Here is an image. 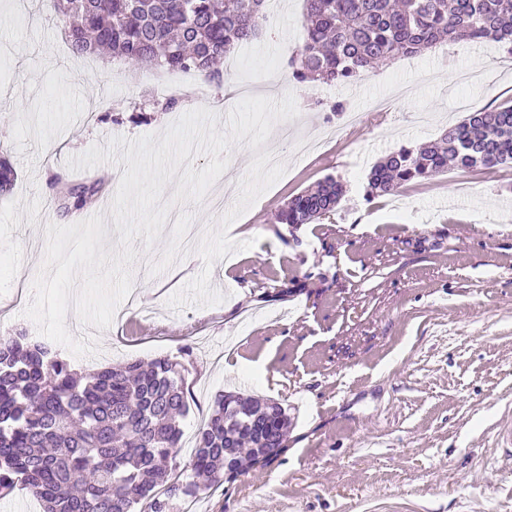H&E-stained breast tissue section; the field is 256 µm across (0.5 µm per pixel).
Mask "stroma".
<instances>
[{"label": "stroma", "mask_w": 512, "mask_h": 512, "mask_svg": "<svg viewBox=\"0 0 512 512\" xmlns=\"http://www.w3.org/2000/svg\"><path fill=\"white\" fill-rule=\"evenodd\" d=\"M56 0H0V149L19 171L0 197V302L18 277L35 279L47 224L69 225L52 176L89 182L126 162L83 171L70 157L111 138L151 135L160 144L175 115L156 71L126 78L69 50ZM304 0H279L263 31L237 47L222 85L198 77L182 111L206 107L225 131L227 100L241 85L293 93L299 114L283 164L268 170L247 142L230 148L234 186L223 213L175 205L153 247L136 237L139 307L105 330L75 312L66 326L92 338L75 369L182 362L194 402L178 467L227 391L279 402L290 425L284 452L236 481L174 499V512H512V169H451L366 201L371 167L400 146L512 100V66L494 43L454 42L372 69L353 87L289 79L286 62L304 37ZM343 102L344 115L330 104ZM345 187L335 212L292 229L273 216L325 176ZM86 207L103 219V248L119 252L111 202Z\"/></svg>", "instance_id": "35a3bbf8"}]
</instances>
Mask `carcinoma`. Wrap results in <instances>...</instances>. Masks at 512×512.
<instances>
[{
    "instance_id": "obj_1",
    "label": "carcinoma",
    "mask_w": 512,
    "mask_h": 512,
    "mask_svg": "<svg viewBox=\"0 0 512 512\" xmlns=\"http://www.w3.org/2000/svg\"><path fill=\"white\" fill-rule=\"evenodd\" d=\"M266 0H57L56 19L79 57L103 49L137 65L194 70L216 85V64L267 23ZM303 44L289 77L344 86L368 69L444 41L492 40L512 52V0H305ZM512 167V104L469 114L440 138L391 152L370 170L368 201L449 168ZM18 171L0 150V195ZM63 207L80 210L107 180L72 184L55 175ZM331 175L292 195L275 223L314 224L336 209ZM192 399L181 364L167 357L88 375L24 336L0 338V493L20 484L42 512H171L174 498L236 478L278 456L288 413L255 395L220 396L199 428L184 480L170 482Z\"/></svg>"
}]
</instances>
